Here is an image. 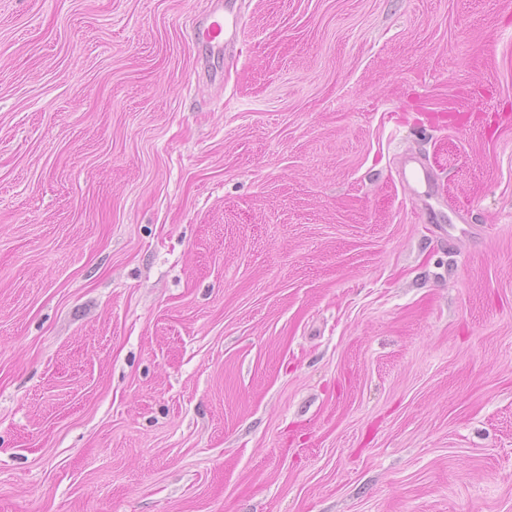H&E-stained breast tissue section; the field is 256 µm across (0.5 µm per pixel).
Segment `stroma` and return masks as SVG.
Instances as JSON below:
<instances>
[{
  "label": "stroma",
  "mask_w": 512,
  "mask_h": 512,
  "mask_svg": "<svg viewBox=\"0 0 512 512\" xmlns=\"http://www.w3.org/2000/svg\"><path fill=\"white\" fill-rule=\"evenodd\" d=\"M211 2L0 0V512H512V0ZM201 27L206 33V38L214 47L221 48L224 42L234 40L240 32V23L237 15L230 8L224 7L214 10L201 22L197 30ZM400 178L403 185L413 196L430 194L434 190L432 175L412 154H407L405 156L400 171Z\"/></svg>",
  "instance_id": "1"
}]
</instances>
